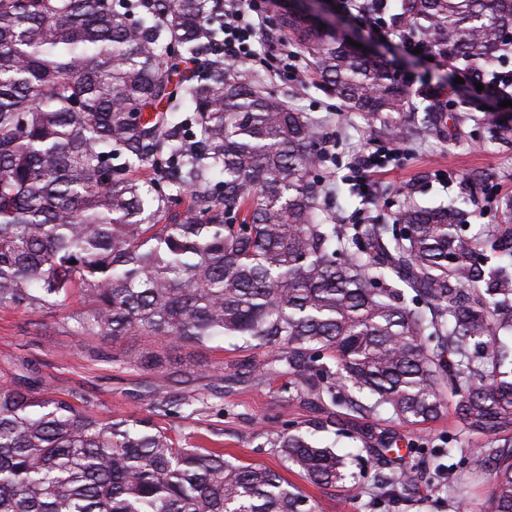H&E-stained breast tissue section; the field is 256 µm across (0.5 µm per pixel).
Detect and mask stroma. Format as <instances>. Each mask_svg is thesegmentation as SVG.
Returning a JSON list of instances; mask_svg holds the SVG:
<instances>
[{"mask_svg": "<svg viewBox=\"0 0 512 512\" xmlns=\"http://www.w3.org/2000/svg\"><path fill=\"white\" fill-rule=\"evenodd\" d=\"M344 28L361 29L366 46L408 81L412 90H440L451 111L467 112L473 119L462 128L446 125L445 132L424 141L402 135L392 143L373 128L365 115L345 111L323 87L319 75L305 71L291 81L271 73L262 78L288 106L321 122L322 137L336 140V153L323 162L317 175L332 191L331 206L342 224H360L372 217L391 223L403 197L423 206L448 202L467 213L465 232L476 235L498 223L500 203L512 197V143L501 142L498 126H512V106L474 83H456L458 70L449 62H430L407 53L396 37L378 38L369 26L358 25L348 13L336 10ZM395 146L384 168L373 177L371 194L364 195L352 180L350 164L356 154ZM67 310L39 313L0 309V366L30 372L51 383L55 391L74 403L89 399L95 412L115 419L147 413L146 391L156 383V372L119 363V355H138L153 349L150 337L134 335L119 342L78 336L65 328ZM170 390L181 399L176 415L162 425L179 444L223 449L227 458L264 464L279 471L299 488L318 512H456V499L466 496L470 512H483L487 494L486 473L474 472L453 415L439 421L406 426L389 414L337 417L333 427L313 428L318 411L288 392L284 378L261 380L251 365L256 352L240 348L237 341L220 340L205 347L175 346L168 350ZM224 377L214 391L216 377ZM302 429L337 453L367 446L356 467L355 488L312 485L296 467H284L266 439L272 429ZM399 439L401 449L378 455L379 435ZM408 467L425 477L413 489L398 485L379 487L380 479Z\"/></svg>", "mask_w": 512, "mask_h": 512, "instance_id": "35a3bbf8", "label": "stroma"}]
</instances>
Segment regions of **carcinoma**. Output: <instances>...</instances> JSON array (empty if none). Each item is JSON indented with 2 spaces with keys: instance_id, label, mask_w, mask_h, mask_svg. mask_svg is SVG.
I'll return each mask as SVG.
<instances>
[{
  "instance_id": "1",
  "label": "carcinoma",
  "mask_w": 512,
  "mask_h": 512,
  "mask_svg": "<svg viewBox=\"0 0 512 512\" xmlns=\"http://www.w3.org/2000/svg\"><path fill=\"white\" fill-rule=\"evenodd\" d=\"M408 30L487 72L512 40V0H385ZM220 0H0V307L77 302L82 336H151L123 360L158 371L172 346L240 338L322 410L433 422L456 400L489 471L486 512H512V235L503 260L461 232L464 212L407 201L405 227L338 224L312 173L317 122L233 66L197 62L224 39ZM351 112L423 140L438 103L300 15L279 20ZM149 168L152 176L137 172ZM424 301L409 305L405 291ZM145 417L78 409L39 377L0 374V512H316L275 470L183 448ZM324 487L348 457L267 433Z\"/></svg>"
}]
</instances>
